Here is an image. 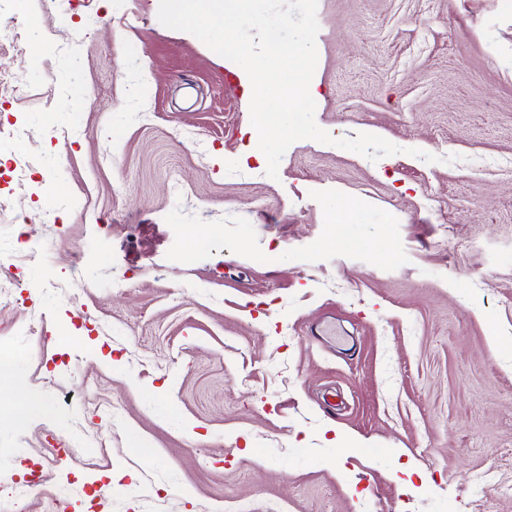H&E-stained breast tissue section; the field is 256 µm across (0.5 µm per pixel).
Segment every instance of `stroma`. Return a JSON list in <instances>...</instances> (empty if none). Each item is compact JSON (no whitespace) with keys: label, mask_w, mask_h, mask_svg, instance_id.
<instances>
[{"label":"stroma","mask_w":512,"mask_h":512,"mask_svg":"<svg viewBox=\"0 0 512 512\" xmlns=\"http://www.w3.org/2000/svg\"><path fill=\"white\" fill-rule=\"evenodd\" d=\"M158 9L0 0V278L36 255L0 341L51 409L16 424L0 382V489L36 463L28 512L69 484L75 512H512V0H318L317 124L399 152L300 140L274 179Z\"/></svg>","instance_id":"obj_1"}]
</instances>
